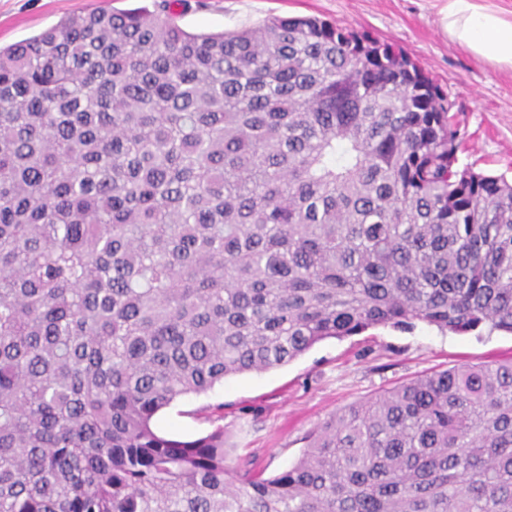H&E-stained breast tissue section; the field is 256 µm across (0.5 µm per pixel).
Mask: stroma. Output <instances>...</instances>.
Returning <instances> with one entry per match:
<instances>
[{
    "mask_svg": "<svg viewBox=\"0 0 512 512\" xmlns=\"http://www.w3.org/2000/svg\"><path fill=\"white\" fill-rule=\"evenodd\" d=\"M155 2L0 0V46L37 35L68 15ZM440 7L441 0H183L176 12L189 32L235 31L274 15L316 16L396 44L462 109L467 137L461 162L512 178V67L493 65L444 35ZM510 357L507 333L454 334L421 323L410 330L377 326L319 342L276 369L233 376L208 393L187 396L164 409L156 426L182 440L223 426L228 459L253 458L273 476L297 461L330 412L432 371ZM219 402L220 420L209 411Z\"/></svg>",
    "mask_w": 512,
    "mask_h": 512,
    "instance_id": "stroma-1",
    "label": "stroma"
}]
</instances>
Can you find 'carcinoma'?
Segmentation results:
<instances>
[{
  "label": "carcinoma",
  "instance_id": "1",
  "mask_svg": "<svg viewBox=\"0 0 512 512\" xmlns=\"http://www.w3.org/2000/svg\"><path fill=\"white\" fill-rule=\"evenodd\" d=\"M169 0L0 48V512H512V358L331 414L288 470L155 416L376 326L512 333V182L406 53Z\"/></svg>",
  "mask_w": 512,
  "mask_h": 512
}]
</instances>
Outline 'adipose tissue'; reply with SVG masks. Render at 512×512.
Segmentation results:
<instances>
[{
  "mask_svg": "<svg viewBox=\"0 0 512 512\" xmlns=\"http://www.w3.org/2000/svg\"><path fill=\"white\" fill-rule=\"evenodd\" d=\"M441 28L448 37L476 56L512 66V19L479 0H445Z\"/></svg>",
  "mask_w": 512,
  "mask_h": 512,
  "instance_id": "ef3b65f1",
  "label": "adipose tissue"
}]
</instances>
